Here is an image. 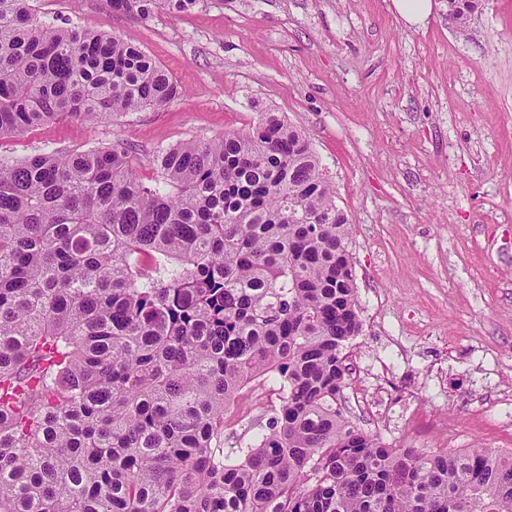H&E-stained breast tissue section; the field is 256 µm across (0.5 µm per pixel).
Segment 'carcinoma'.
<instances>
[{
  "instance_id": "obj_1",
  "label": "carcinoma",
  "mask_w": 512,
  "mask_h": 512,
  "mask_svg": "<svg viewBox=\"0 0 512 512\" xmlns=\"http://www.w3.org/2000/svg\"><path fill=\"white\" fill-rule=\"evenodd\" d=\"M162 1L200 2L112 8ZM179 94L120 37L0 0V139ZM152 165L120 140L0 153V512H512L511 450L398 451L337 407L353 225L301 129L262 112ZM268 382L265 427L224 448L229 405Z\"/></svg>"
}]
</instances>
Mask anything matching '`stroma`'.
Listing matches in <instances>:
<instances>
[{
  "label": "stroma",
  "instance_id": "35a3bbf8",
  "mask_svg": "<svg viewBox=\"0 0 512 512\" xmlns=\"http://www.w3.org/2000/svg\"><path fill=\"white\" fill-rule=\"evenodd\" d=\"M40 17L140 47L182 89L162 108L71 117L0 140L17 158L120 140L140 178L162 148L277 112L311 141L348 214L361 386L344 414L396 448L512 450V0H484L467 35L433 0L409 26L392 0H201L141 21L110 0H34ZM271 391L224 417L232 448L266 423Z\"/></svg>",
  "mask_w": 512,
  "mask_h": 512
}]
</instances>
